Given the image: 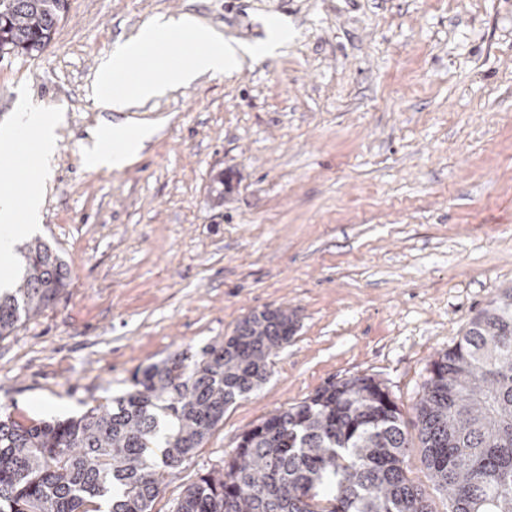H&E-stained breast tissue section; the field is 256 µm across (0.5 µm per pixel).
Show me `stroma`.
<instances>
[{"label": "stroma", "mask_w": 512, "mask_h": 512, "mask_svg": "<svg viewBox=\"0 0 512 512\" xmlns=\"http://www.w3.org/2000/svg\"><path fill=\"white\" fill-rule=\"evenodd\" d=\"M196 14L272 54L149 101L96 106L111 52L150 18ZM62 106L31 237L72 284L0 339V413L76 417L136 370L201 355L251 313L297 331L272 374L166 476L152 512L222 465L240 433L330 382L371 377L412 422L437 353L512 287V0H70L36 57L0 58V122ZM149 126L123 169L87 170L106 124ZM23 130L0 152L22 194Z\"/></svg>", "instance_id": "stroma-1"}]
</instances>
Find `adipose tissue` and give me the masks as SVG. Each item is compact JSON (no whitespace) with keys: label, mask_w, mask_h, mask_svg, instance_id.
<instances>
[{"label":"adipose tissue","mask_w":512,"mask_h":512,"mask_svg":"<svg viewBox=\"0 0 512 512\" xmlns=\"http://www.w3.org/2000/svg\"><path fill=\"white\" fill-rule=\"evenodd\" d=\"M180 33L191 43L186 59L165 61L143 70L127 85L114 87L112 80L117 73L128 69L137 56L155 55L165 47L173 33ZM283 28H274L267 40L256 45L227 40L214 28L204 24L196 15L185 12L176 16H156L149 20L139 34L112 53L100 70V93L96 106L104 112H130L157 97L177 88H185L201 77L236 71L247 58L262 50H274L275 45L287 38ZM24 126L36 134V148L30 163L31 189L23 199L0 195V267L13 261L16 241L21 234L22 217L38 220L43 204L42 189L54 161L58 141V125L45 113L23 106L18 110L16 127L0 126V150H12L16 128ZM150 129L135 131L121 126L104 128L95 142L85 148L83 159L89 170L112 172L122 169L150 139Z\"/></svg>","instance_id":"obj_1"}]
</instances>
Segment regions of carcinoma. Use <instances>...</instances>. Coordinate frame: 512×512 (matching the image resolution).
I'll return each mask as SVG.
<instances>
[{"mask_svg":"<svg viewBox=\"0 0 512 512\" xmlns=\"http://www.w3.org/2000/svg\"><path fill=\"white\" fill-rule=\"evenodd\" d=\"M68 0H0V57L51 42ZM21 272L0 293V339L71 285L40 238L19 250ZM280 306L242 319L196 359L177 353L134 374L133 390L64 421L0 414V512H151L163 475L202 447L236 400L267 381L295 335ZM427 478L448 512H512V288L501 289L431 364L415 406ZM409 434L372 378L331 382L240 435L222 467L190 484L173 512H433L408 478ZM161 449V463L150 461Z\"/></svg>","mask_w":512,"mask_h":512,"instance_id":"1","label":"carcinoma"}]
</instances>
